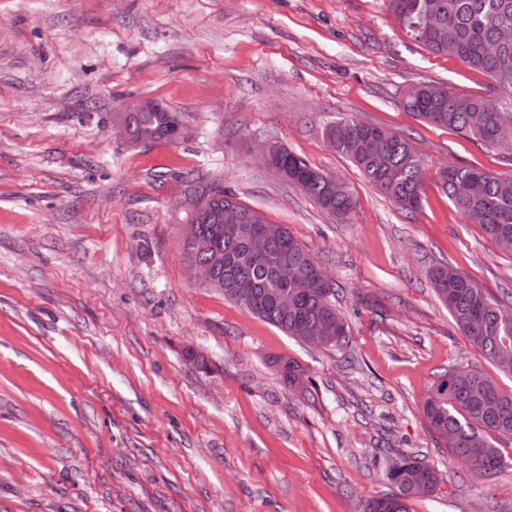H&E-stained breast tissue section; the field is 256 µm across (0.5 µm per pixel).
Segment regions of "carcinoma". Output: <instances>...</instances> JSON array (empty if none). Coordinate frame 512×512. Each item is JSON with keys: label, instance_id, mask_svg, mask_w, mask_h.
<instances>
[{"label": "carcinoma", "instance_id": "carcinoma-1", "mask_svg": "<svg viewBox=\"0 0 512 512\" xmlns=\"http://www.w3.org/2000/svg\"><path fill=\"white\" fill-rule=\"evenodd\" d=\"M389 8L407 34L429 51L454 57L495 79L500 88L512 91V42L499 45L494 56L486 53L488 45L498 42L499 28L512 27V0H389ZM443 29L448 30L445 41L438 39ZM400 102L405 111L427 124L512 154V143L497 139L499 126L507 118L490 99L421 82L407 88ZM182 125L176 112H128L121 135L134 146L172 143L174 132ZM324 136L397 209L413 213L421 208L424 160L405 136L348 118L328 124ZM277 165L290 176L287 183L298 186L325 214L345 219L354 211L356 202L350 188H333L330 175L284 146ZM475 180L481 182L479 194H465L462 188ZM436 185L491 239L512 238L511 178H500L475 166L448 165L436 172ZM202 190L212 197L211 210L196 222L197 235L206 247L184 245L188 265L210 268V287L289 337L302 341L308 330L317 328L328 337L327 347L348 344L349 324L336 307L334 288H325L318 281L305 290L292 287L295 271L317 263L309 249L281 226L280 233L267 240V258L250 259L252 232L267 220L240 202L221 181H212ZM226 207L236 208L241 215L237 232L231 235L224 233L219 222ZM429 277L467 342L497 371L512 375V365L503 363L505 341L512 342V303L490 298L450 266L433 268ZM285 292L293 299L286 310L277 303V297ZM269 362L288 385L301 382L304 371L296 361L274 356ZM423 413L430 430L454 459L469 460L471 467L486 476L499 469L503 453L493 439L512 436V393H506L491 376L479 369L446 371L425 398ZM415 474L433 488L440 482L432 466L411 453L397 454L394 467L382 472L390 492L367 500L363 512H411L414 496L410 482Z\"/></svg>", "mask_w": 512, "mask_h": 512}]
</instances>
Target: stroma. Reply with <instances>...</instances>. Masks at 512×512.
Returning <instances> with one entry per match:
<instances>
[{
    "instance_id": "1",
    "label": "stroma",
    "mask_w": 512,
    "mask_h": 512,
    "mask_svg": "<svg viewBox=\"0 0 512 512\" xmlns=\"http://www.w3.org/2000/svg\"><path fill=\"white\" fill-rule=\"evenodd\" d=\"M421 81L512 114V93L415 42L388 0H0V512H360L388 490L384 447L440 476L412 512H512V437L487 482L422 409L451 368L512 392L428 278L449 265L512 291V251L435 185L445 163L512 178V161L406 112ZM140 98L189 137L127 146L113 115ZM341 117L412 136L417 213L327 144ZM269 140L348 184L347 220L267 167ZM192 179L223 181L332 274L344 350L195 281L178 205ZM272 355L308 388L285 386ZM269 362L289 386L301 382L304 371L296 361L283 356H273Z\"/></svg>"
}]
</instances>
